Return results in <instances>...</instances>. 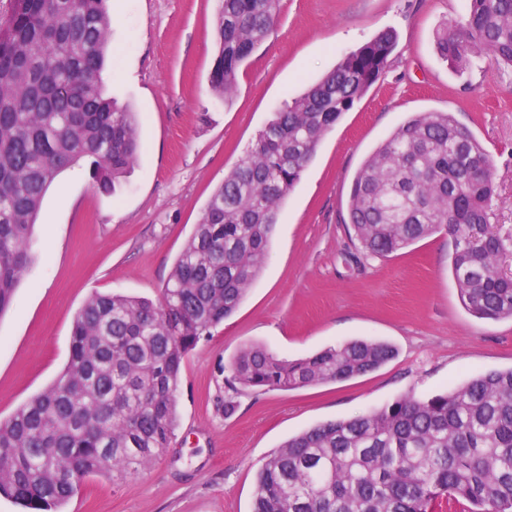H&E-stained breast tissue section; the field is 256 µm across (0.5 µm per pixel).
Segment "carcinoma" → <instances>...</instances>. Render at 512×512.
<instances>
[{"label":"carcinoma","instance_id":"cac0c4a2","mask_svg":"<svg viewBox=\"0 0 512 512\" xmlns=\"http://www.w3.org/2000/svg\"><path fill=\"white\" fill-rule=\"evenodd\" d=\"M109 0H0V314L31 262L44 195L81 159L109 188L136 161V113L103 96ZM437 49L512 67V0H468ZM278 0H219L210 89L227 99L272 31ZM383 32L347 54L259 131L224 176L177 257L158 302L92 293L70 356L44 390L0 419V495L26 512H61L93 476L123 481L161 457L177 424L185 358L232 315L268 255L280 207L322 136L378 79L395 48ZM490 155L450 112L410 116L356 173L348 221L364 255L386 258L435 233L454 240L461 304L512 318V225L493 222ZM392 346L358 339L289 360L250 343L225 379L234 395L371 373ZM512 512V369L427 400L402 397L315 426L267 457L253 512Z\"/></svg>","mask_w":512,"mask_h":512}]
</instances>
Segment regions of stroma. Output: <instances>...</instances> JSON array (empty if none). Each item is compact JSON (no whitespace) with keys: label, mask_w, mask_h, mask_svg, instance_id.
I'll return each instance as SVG.
<instances>
[{"label":"stroma","mask_w":512,"mask_h":512,"mask_svg":"<svg viewBox=\"0 0 512 512\" xmlns=\"http://www.w3.org/2000/svg\"><path fill=\"white\" fill-rule=\"evenodd\" d=\"M468 0H280V18L241 67L230 99L208 85L217 0H112L100 81L138 115L139 152L114 192L87 162L48 188L32 260L0 315V417L65 366L71 329L93 291L158 299L214 189L273 112L346 54L391 30L378 81L318 143L278 214L263 271L238 309L188 355L178 423L141 475L87 480L63 512H253L257 472L288 438L410 396L512 368V319L463 308L442 233L388 258L363 255L345 221L351 183L409 116L449 112L484 145L512 225V69L477 60L455 70L437 51ZM395 347L365 376L290 390L247 391L232 416L216 398L239 349L261 343L291 359L353 339Z\"/></svg>","instance_id":"35a3bbf8"}]
</instances>
